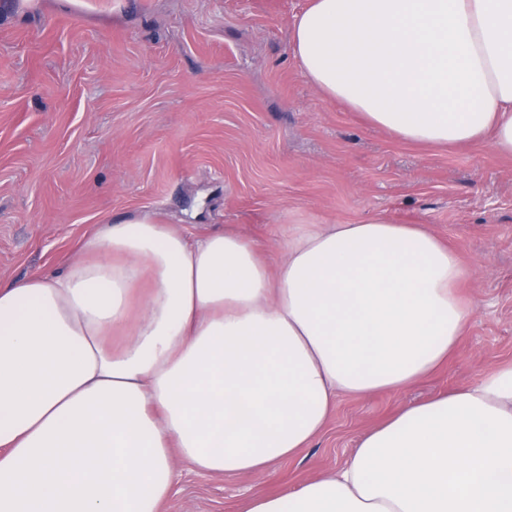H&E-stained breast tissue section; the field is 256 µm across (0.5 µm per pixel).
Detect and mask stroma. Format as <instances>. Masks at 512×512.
Returning a JSON list of instances; mask_svg holds the SVG:
<instances>
[{
    "label": "stroma",
    "mask_w": 512,
    "mask_h": 512,
    "mask_svg": "<svg viewBox=\"0 0 512 512\" xmlns=\"http://www.w3.org/2000/svg\"><path fill=\"white\" fill-rule=\"evenodd\" d=\"M307 0H0V281L54 272L105 219L191 236L229 228L272 258L292 224L383 216L463 258L472 315L447 365L403 391L340 397L272 471L208 475L174 457L161 512H246L342 466L401 405L512 361V158L425 149L325 98L289 37Z\"/></svg>",
    "instance_id": "stroma-1"
}]
</instances>
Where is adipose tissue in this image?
<instances>
[{
  "label": "adipose tissue",
  "instance_id": "obj_1",
  "mask_svg": "<svg viewBox=\"0 0 512 512\" xmlns=\"http://www.w3.org/2000/svg\"><path fill=\"white\" fill-rule=\"evenodd\" d=\"M296 60L327 98L424 147L512 156V0H308ZM61 271L0 283V512H159L172 459L253 473L340 396L447 363L470 311L422 224H294L272 260L230 229L110 219ZM248 512H512V362L403 406L336 471Z\"/></svg>",
  "mask_w": 512,
  "mask_h": 512
}]
</instances>
